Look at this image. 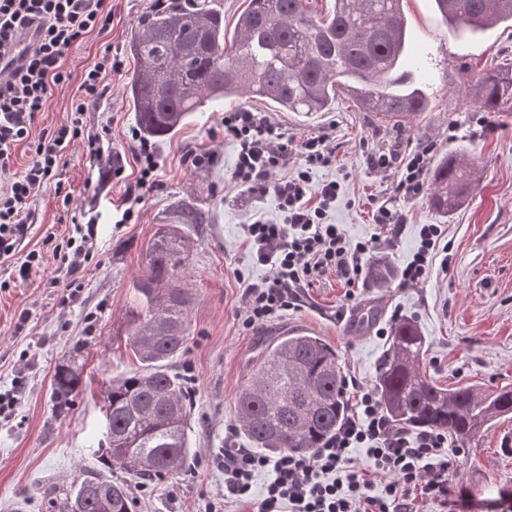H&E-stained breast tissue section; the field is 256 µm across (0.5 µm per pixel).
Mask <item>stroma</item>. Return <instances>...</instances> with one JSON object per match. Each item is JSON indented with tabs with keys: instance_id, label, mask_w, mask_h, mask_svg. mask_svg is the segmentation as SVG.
Wrapping results in <instances>:
<instances>
[{
	"instance_id": "1",
	"label": "stroma",
	"mask_w": 512,
	"mask_h": 512,
	"mask_svg": "<svg viewBox=\"0 0 512 512\" xmlns=\"http://www.w3.org/2000/svg\"><path fill=\"white\" fill-rule=\"evenodd\" d=\"M153 0H106L112 22L91 33L67 53L68 82L54 87L49 108L32 127L40 133L71 119V100L85 68L99 62L105 48L123 60L109 76L87 116L93 127L109 124V146L135 171L131 133L137 128L126 86L136 68L129 40L138 18ZM408 20V63L417 67L429 98L428 111L381 117L364 111L345 90H338L331 111L310 115L283 112L269 102L227 100L190 114L177 133L153 141L158 156L155 191L129 198L127 183L103 180L92 169L81 144L67 147L59 184H48L31 203L34 222L23 251L39 250L40 274L16 279L10 264L0 263V393L11 394L9 415H0V512H48L43 492L79 483L101 468L104 443L101 393L106 383L138 368L126 348L125 313L134 300L133 279L146 269L145 248L162 224L175 221L185 204L210 211L212 223L189 228L193 260L183 282L195 293L184 354L172 373L187 379L191 397L189 440L193 460L177 477L144 482L128 479L132 512H205L210 502L223 512H247L224 498V473L212 460L224 448L245 447L231 434L235 402L264 343L292 329L319 333L336 348L343 371L374 383L394 315L414 320L428 344L425 366L444 387L477 385L487 390L512 387V109L482 112L470 102V79L512 65V27L483 31L449 29L434 0H404ZM249 110L265 115L276 132L301 138L329 134L336 157L315 169L317 184L339 182L340 195L330 214L347 237H386L387 228L372 214L387 205L403 213L394 247L384 249L397 273L418 246L421 225L438 224L448 243V267H433L427 282L405 287L395 276L388 287L364 278L347 289L328 276L310 288L305 305L279 318L243 328V288L270 273L244 240L250 218L277 220L273 196L251 194L235 184L236 145L224 137L225 113ZM432 144L433 158L463 156L479 179L461 205L441 215L429 196L407 201L395 192L397 172L369 167L367 150L397 147L408 151ZM211 153L213 164L190 166L187 152ZM131 208L129 220L120 211ZM96 217L93 257L79 271L82 289L67 298V279L58 266L74 216ZM374 299L383 306L377 328L367 334L344 329L346 311ZM75 360L82 383L69 410L58 412L52 382L58 364ZM448 457L460 472L458 489L469 512H512V498L499 488L512 487V419L486 428L470 448L449 446Z\"/></svg>"
}]
</instances>
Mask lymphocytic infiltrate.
Here are the masks:
<instances>
[{
    "label": "lymphocytic infiltrate",
    "mask_w": 512,
    "mask_h": 512,
    "mask_svg": "<svg viewBox=\"0 0 512 512\" xmlns=\"http://www.w3.org/2000/svg\"><path fill=\"white\" fill-rule=\"evenodd\" d=\"M110 22L104 0H0V57L15 56L13 64L0 67V169H9L20 143H28L30 150L24 171L0 184L1 260L13 258L22 245L28 229L23 212L57 177L61 155L71 143H82L92 166L108 167L116 178L124 174L123 168L113 167L102 133L86 129L83 122L106 76L120 71L119 57L104 54L84 71L70 122L31 134L54 86L69 78L64 67L69 49ZM31 28L36 37L28 43L24 37ZM224 136L237 148L235 183L255 195L274 194L282 214L281 221L258 218L243 228L251 251L270 268L267 278L244 290V328L300 309L308 289L326 274L348 286L358 283L367 256L381 243L375 237L351 241L328 220L339 186L333 181L313 186L312 172L333 162L329 135L288 139L261 113L241 110L225 113ZM432 151L429 145L407 153L372 151L367 160L376 171H398L395 190L412 201L424 193ZM442 239L440 225H421L419 245L401 271L405 284L428 279ZM345 386L356 399L355 411L313 453L271 457L248 448L225 449L217 460L224 471L225 497L249 504V512H418L419 498L443 508L456 506L458 472L448 459L447 434L393 428L372 386L352 376ZM356 448L364 449L369 468L355 465ZM264 472L269 475L264 493L253 499L254 480Z\"/></svg>",
    "instance_id": "lymphocytic-infiltrate-1"
}]
</instances>
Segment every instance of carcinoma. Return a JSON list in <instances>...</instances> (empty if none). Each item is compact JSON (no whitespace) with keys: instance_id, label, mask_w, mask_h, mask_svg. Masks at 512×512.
Wrapping results in <instances>:
<instances>
[{"instance_id":"carcinoma-1","label":"carcinoma","mask_w":512,"mask_h":512,"mask_svg":"<svg viewBox=\"0 0 512 512\" xmlns=\"http://www.w3.org/2000/svg\"><path fill=\"white\" fill-rule=\"evenodd\" d=\"M305 0H248L233 33L224 27L222 0H155L134 27L129 51L137 68L127 84L144 136L174 135L190 112L227 98H263L288 112H328L337 88L368 112L399 117L425 112L429 100L406 65L403 0H332L315 17ZM443 21L473 32L512 23V0H434ZM472 104L498 112L512 103V69L480 74ZM475 169L460 156L442 157L434 172L432 207L446 215L470 190ZM208 213L185 205L176 223L161 225L146 246L147 270L133 282L126 312L128 347L141 368L113 378L103 392V467L143 481L185 473L190 398L169 371L188 340L194 302L182 286L189 240L182 224H207ZM370 274L385 288L391 269L375 259ZM426 339L409 320L394 323L375 380L388 419L402 427L448 434L461 448L512 414V389L444 388L424 366ZM81 385L78 368L54 375L60 411ZM348 413L336 348L317 334L288 331L266 343L236 397V431L271 454H310L335 433ZM109 489L100 496L99 488ZM51 512H131L124 479L92 473L67 492L45 493Z\"/></svg>"}]
</instances>
